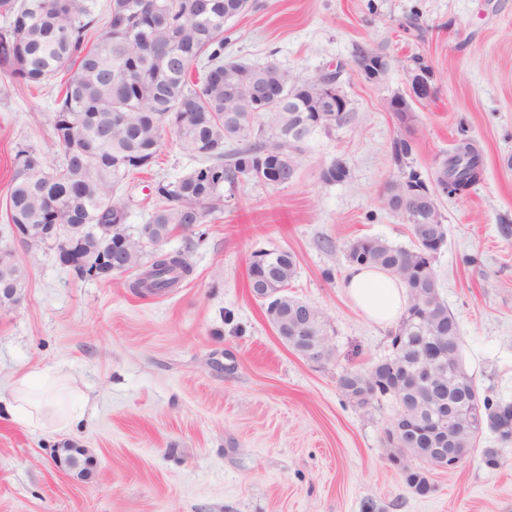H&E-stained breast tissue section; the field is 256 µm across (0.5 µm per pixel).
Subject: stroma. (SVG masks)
Returning <instances> with one entry per match:
<instances>
[{
	"mask_svg": "<svg viewBox=\"0 0 512 512\" xmlns=\"http://www.w3.org/2000/svg\"><path fill=\"white\" fill-rule=\"evenodd\" d=\"M257 3L229 23L225 56L301 76L343 66L351 121L309 143L288 186L242 185L207 217L203 238L171 237L166 250L187 251L193 272L167 293L84 280L53 253L33 258L0 239L27 266L20 304L0 309V395L17 376L54 367L87 403L83 420L59 433L0 413V512H512V445L496 469L475 455L454 473L433 471L435 492L418 496L384 455L391 403L369 412L338 386L344 371L392 353L390 328L347 294L346 250L361 237L414 245L383 190L398 174L391 146L403 130L386 102L407 91L418 55L436 92L404 129L414 168L431 179L464 138L483 160L479 182L439 199L448 226L433 261L440 294L481 395L512 402V235L502 231L512 225V0ZM412 15L417 29H404ZM359 44L389 56L383 80L356 69ZM66 78L26 87L0 71V226L17 150L60 160L50 120ZM336 158L348 181H322ZM196 165L165 140L152 167L118 193L128 225L147 222L152 183ZM260 249L295 255L289 292L326 314V364L280 343L252 296L248 268ZM70 443L89 451L87 478L51 463Z\"/></svg>",
	"mask_w": 512,
	"mask_h": 512,
	"instance_id": "35a3bbf8",
	"label": "stroma"
}]
</instances>
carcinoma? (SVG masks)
<instances>
[{"label":"carcinoma","instance_id":"obj_1","mask_svg":"<svg viewBox=\"0 0 512 512\" xmlns=\"http://www.w3.org/2000/svg\"><path fill=\"white\" fill-rule=\"evenodd\" d=\"M256 5V0H109L104 22H99L84 0H0V16L8 27L0 32V68L11 79L39 85L68 68L62 94L53 108L52 131L63 161L48 168L35 153L15 155V171L6 197L10 224H90L79 239L93 258L113 230L130 232L127 211L117 193L127 177L150 168L166 136L175 137L180 150L200 159L198 167L174 180L154 182L155 207L148 223L158 227L161 240L190 231L206 218L224 212L226 198L241 184L257 181L261 162L276 160L296 177L298 155L317 132L336 127V118L319 111L320 93L336 89L342 67L324 69L313 78H300L275 63L245 73L238 60L224 59L225 25ZM202 76L190 81L193 68ZM268 89L264 100L249 92L250 79ZM465 145L442 160L432 182L447 196L464 194L480 177L476 157ZM411 140L399 136L392 153L399 175L386 187V204L414 194L426 200L420 223L436 224L448 236L437 196L411 166ZM349 177L347 166L332 161L321 172L328 183ZM348 250L360 252L357 266L375 268L401 283L408 302L391 339L388 364L418 366L415 343L421 336L445 335L428 331L455 319L442 298L432 307L423 303L419 287L435 275L434 254L418 243L412 248L365 237ZM266 264L249 265V280L272 277L290 288L296 260L282 249L264 251ZM126 273L148 266L146 277L128 287L140 294L170 290L193 272L184 251L153 250L130 237L125 255ZM457 367L447 374L435 398L445 405L460 400L473 412L470 430L456 438L455 447L466 457L481 452L485 464L501 466L497 448L477 449L488 429L499 434L500 404L480 395L474 377L462 365V347L453 354ZM422 439L407 444L403 481L414 492L433 485L437 465L424 452Z\"/></svg>","mask_w":512,"mask_h":512}]
</instances>
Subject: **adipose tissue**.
I'll return each instance as SVG.
<instances>
[{
    "label": "adipose tissue",
    "mask_w": 512,
    "mask_h": 512,
    "mask_svg": "<svg viewBox=\"0 0 512 512\" xmlns=\"http://www.w3.org/2000/svg\"><path fill=\"white\" fill-rule=\"evenodd\" d=\"M346 289L367 317L380 324L397 320L404 309V287L374 269L356 267L347 276ZM59 371L43 368L18 377L5 409L14 421L34 430L60 432L85 414L84 404L63 405L50 396Z\"/></svg>",
    "instance_id": "obj_1"
}]
</instances>
